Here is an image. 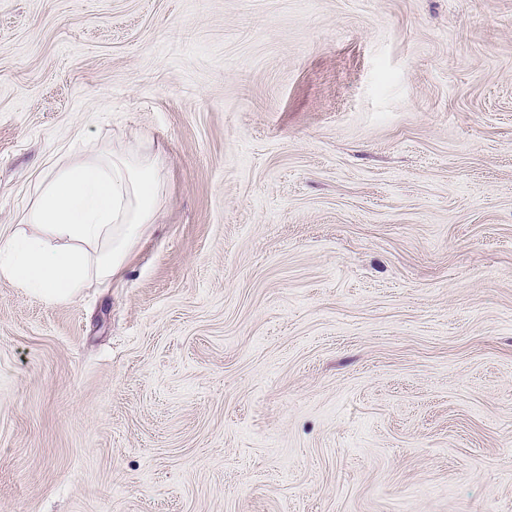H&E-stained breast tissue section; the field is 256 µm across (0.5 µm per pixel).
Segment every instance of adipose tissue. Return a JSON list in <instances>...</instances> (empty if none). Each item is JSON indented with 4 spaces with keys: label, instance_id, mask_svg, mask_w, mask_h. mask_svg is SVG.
I'll return each mask as SVG.
<instances>
[{
    "label": "adipose tissue",
    "instance_id": "adipose-tissue-1",
    "mask_svg": "<svg viewBox=\"0 0 512 512\" xmlns=\"http://www.w3.org/2000/svg\"><path fill=\"white\" fill-rule=\"evenodd\" d=\"M165 196L158 159L140 152L52 164L23 221L34 236L0 235V276L51 302L121 268Z\"/></svg>",
    "mask_w": 512,
    "mask_h": 512
}]
</instances>
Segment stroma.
Returning <instances> with one entry per match:
<instances>
[{
  "mask_svg": "<svg viewBox=\"0 0 512 512\" xmlns=\"http://www.w3.org/2000/svg\"><path fill=\"white\" fill-rule=\"evenodd\" d=\"M166 192L0 276V512H512V0H0V232L75 130Z\"/></svg>",
  "mask_w": 512,
  "mask_h": 512,
  "instance_id": "1",
  "label": "stroma"
}]
</instances>
